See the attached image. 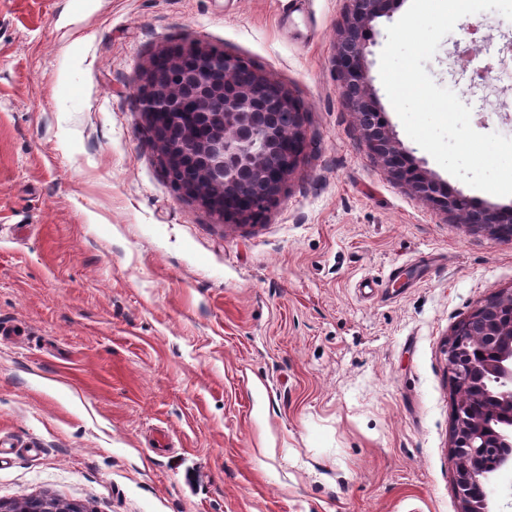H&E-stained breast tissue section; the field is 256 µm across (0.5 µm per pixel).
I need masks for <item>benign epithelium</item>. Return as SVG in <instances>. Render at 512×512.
I'll return each instance as SVG.
<instances>
[{
  "label": "benign epithelium",
  "mask_w": 512,
  "mask_h": 512,
  "mask_svg": "<svg viewBox=\"0 0 512 512\" xmlns=\"http://www.w3.org/2000/svg\"><path fill=\"white\" fill-rule=\"evenodd\" d=\"M349 10L341 23V40L334 70L344 101L355 112L377 111L379 105L369 88L364 40L355 34L390 12L394 0H348ZM160 71L149 66L143 75L139 104L146 120L145 131L157 139L165 176L188 159L190 178L172 182L174 189L198 200L224 222L258 220L276 200L287 177L299 165L304 151L303 116L294 98L264 73L257 71L249 83L233 73L245 59L215 48L190 45L163 52ZM291 112L282 124L268 109L270 96ZM199 119L207 127L202 139L185 136L176 143L162 135L164 119ZM370 152L432 205L464 218L474 211L469 200L450 189L417 165L396 140L388 126L360 124ZM481 224L497 235L512 237V209L485 207ZM489 311L485 335L496 342L495 359H475L466 342L448 340V370L457 400L451 437V460L460 512H492L494 474L484 464L485 432L490 427L475 411L479 399L508 409L512 421V289L502 290L484 304ZM498 445L509 449L499 455L498 468L512 467V424L498 433ZM0 512H80L71 504L52 498L24 502L0 501Z\"/></svg>",
  "instance_id": "1"
}]
</instances>
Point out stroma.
Wrapping results in <instances>:
<instances>
[{
    "mask_svg": "<svg viewBox=\"0 0 512 512\" xmlns=\"http://www.w3.org/2000/svg\"><path fill=\"white\" fill-rule=\"evenodd\" d=\"M0 0V500L83 512H459L455 326L512 288V240L438 209L364 143L333 61L347 0ZM402 147L475 207L406 133ZM480 27L484 51L456 64ZM193 44L252 61L306 147L256 223L164 176L141 74ZM424 67L512 138V20L461 18ZM488 71L487 80L474 73ZM1 512H80L71 504H62L52 498H33L24 502L4 503L0 501Z\"/></svg>",
    "mask_w": 512,
    "mask_h": 512,
    "instance_id": "obj_1",
    "label": "stroma"
}]
</instances>
